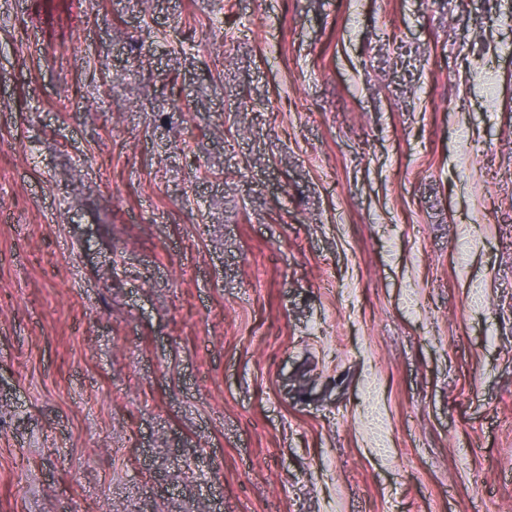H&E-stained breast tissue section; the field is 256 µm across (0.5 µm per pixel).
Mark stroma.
Listing matches in <instances>:
<instances>
[{
    "mask_svg": "<svg viewBox=\"0 0 512 512\" xmlns=\"http://www.w3.org/2000/svg\"><path fill=\"white\" fill-rule=\"evenodd\" d=\"M512 0H0V512H512Z\"/></svg>",
    "mask_w": 512,
    "mask_h": 512,
    "instance_id": "obj_1",
    "label": "stroma"
}]
</instances>
